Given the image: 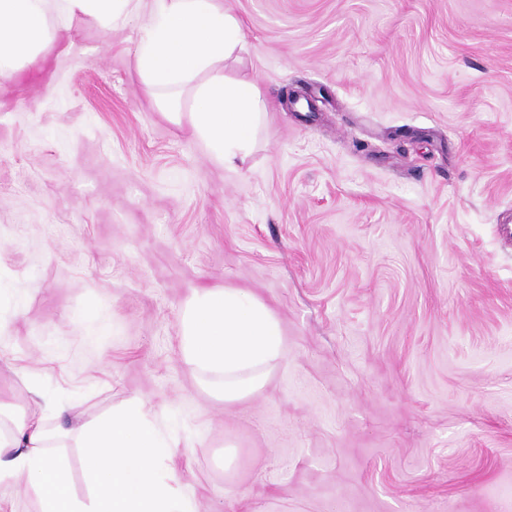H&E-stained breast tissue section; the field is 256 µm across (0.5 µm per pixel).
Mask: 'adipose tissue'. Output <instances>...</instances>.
I'll return each instance as SVG.
<instances>
[{
    "label": "adipose tissue",
    "instance_id": "obj_1",
    "mask_svg": "<svg viewBox=\"0 0 512 512\" xmlns=\"http://www.w3.org/2000/svg\"><path fill=\"white\" fill-rule=\"evenodd\" d=\"M84 20L138 23L136 73L150 97L173 124L188 125L217 164L245 162L267 104L256 80L231 70L247 42L219 0H0V77L35 59L57 29ZM181 347L187 362L221 376L219 397L234 404L263 386L281 356V330L249 291L197 289L184 303ZM21 379L35 408L0 418V485L22 482L40 512H195L170 465L179 439L160 429L146 399L88 418L78 401L48 404L36 378ZM62 440L82 452L86 496L70 488L68 459L56 447Z\"/></svg>",
    "mask_w": 512,
    "mask_h": 512
}]
</instances>
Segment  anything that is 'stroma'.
Listing matches in <instances>:
<instances>
[{
  "mask_svg": "<svg viewBox=\"0 0 512 512\" xmlns=\"http://www.w3.org/2000/svg\"><path fill=\"white\" fill-rule=\"evenodd\" d=\"M268 105L230 171L82 23L0 78V403L150 401L197 512H512V0H221ZM308 88L306 102L288 105ZM282 354L233 405L193 290ZM181 347L187 362L222 377L219 398L234 404L264 385L281 356V330L272 310L249 291L196 289L184 303Z\"/></svg>",
  "mask_w": 512,
  "mask_h": 512,
  "instance_id": "obj_1",
  "label": "stroma"
}]
</instances>
